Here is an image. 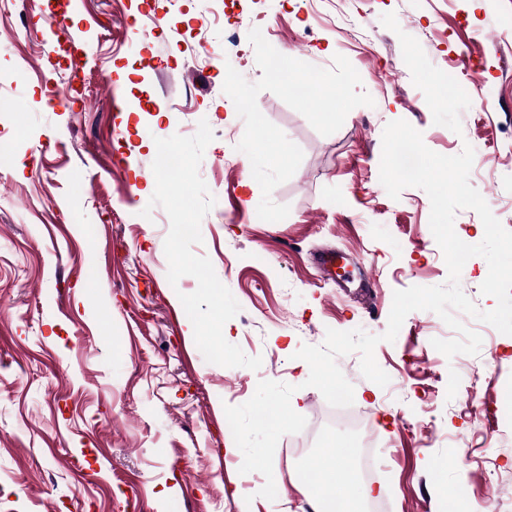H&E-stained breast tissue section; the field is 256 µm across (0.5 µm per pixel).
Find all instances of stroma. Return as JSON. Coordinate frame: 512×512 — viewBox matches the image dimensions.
I'll return each instance as SVG.
<instances>
[{"instance_id":"1","label":"stroma","mask_w":512,"mask_h":512,"mask_svg":"<svg viewBox=\"0 0 512 512\" xmlns=\"http://www.w3.org/2000/svg\"><path fill=\"white\" fill-rule=\"evenodd\" d=\"M52 2L0 7V141L13 145L0 160V512H315L300 467L345 429L307 386L297 351L330 328L381 334L394 291L448 279L426 192L395 200L380 182L385 125L408 121L441 155L471 146L469 181L512 231V0H168L165 37L138 40L127 17L144 0H82L67 14ZM58 24L86 45L80 83L37 34ZM251 28L325 69L346 57L374 100L324 136L273 92L258 94L304 153L271 195L290 207L278 222L257 215L262 191L237 149L245 125L222 93L227 67L251 83L262 75L252 45L229 46ZM207 48L222 64L199 63ZM458 57L472 89L436 102ZM54 90L71 94L69 108L46 103ZM201 119L215 135L199 166L215 204L192 250L239 303L225 338L261 357L255 371L208 363L185 338L176 300L197 281L169 283L170 221L143 192L156 138L194 135ZM323 247L357 258L372 292L321 279L310 254ZM462 322L482 346L449 359L431 341L455 331L434 312L410 313L375 348L384 387L362 376L359 354L337 359L354 387L343 413L367 421L356 437L372 451L386 512H486L490 500L512 512V335ZM262 380L294 386L291 406L307 419L277 444L283 492L272 501L259 494L262 473H240L224 412Z\"/></svg>"}]
</instances>
